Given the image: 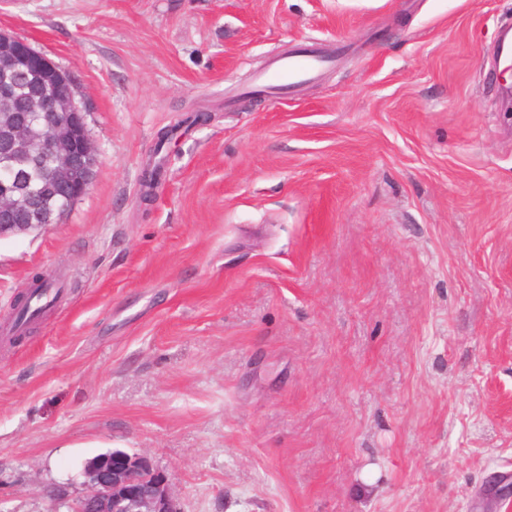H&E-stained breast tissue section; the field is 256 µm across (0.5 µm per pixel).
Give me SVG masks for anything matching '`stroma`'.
<instances>
[{
    "label": "stroma",
    "instance_id": "1",
    "mask_svg": "<svg viewBox=\"0 0 512 512\" xmlns=\"http://www.w3.org/2000/svg\"><path fill=\"white\" fill-rule=\"evenodd\" d=\"M506 22L512 0H0L99 150L56 223L0 238V512H70L113 449L181 512H512ZM311 45L317 78L257 89ZM37 274L64 296L11 338Z\"/></svg>",
    "mask_w": 512,
    "mask_h": 512
}]
</instances>
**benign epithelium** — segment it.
Here are the masks:
<instances>
[{
  "instance_id": "benign-epithelium-1",
  "label": "benign epithelium",
  "mask_w": 512,
  "mask_h": 512,
  "mask_svg": "<svg viewBox=\"0 0 512 512\" xmlns=\"http://www.w3.org/2000/svg\"><path fill=\"white\" fill-rule=\"evenodd\" d=\"M0 69L26 70L38 77L32 109L44 125L33 132L28 121L8 122L0 132V237L23 234L53 223L38 212L32 172L45 156L53 158L51 178L74 202L92 184L98 149L85 115L71 92V78L28 42L0 30ZM90 487L71 512H180L167 475L145 455L116 449L83 470Z\"/></svg>"
}]
</instances>
